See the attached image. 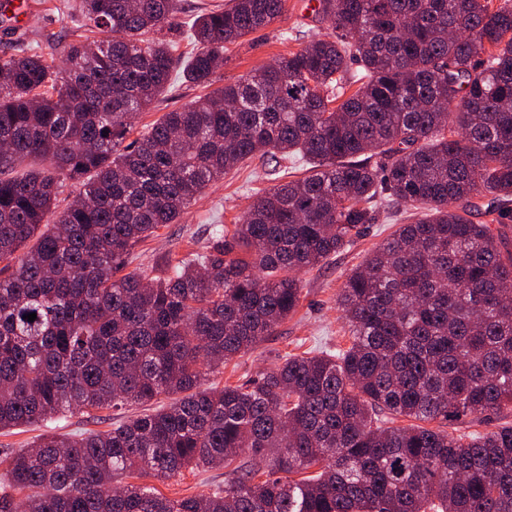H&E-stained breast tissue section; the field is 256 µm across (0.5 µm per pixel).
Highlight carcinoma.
I'll return each instance as SVG.
<instances>
[{"label": "carcinoma", "mask_w": 512, "mask_h": 512, "mask_svg": "<svg viewBox=\"0 0 512 512\" xmlns=\"http://www.w3.org/2000/svg\"><path fill=\"white\" fill-rule=\"evenodd\" d=\"M178 2L80 0L99 37L76 35L62 64L0 55V431L172 397L39 435L7 459L0 512H512V425L448 431L512 413V251L493 229L512 223V0H319L331 32L128 143L177 66L207 88L229 46L288 11L228 0L185 57ZM256 158L276 184L232 234L162 276L124 272ZM284 160L309 175L283 180ZM403 206L427 213L338 295L347 348L203 386L296 311L297 271ZM217 467L224 488L183 498L126 481Z\"/></svg>", "instance_id": "cac0c4a2"}]
</instances>
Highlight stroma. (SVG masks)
<instances>
[{"mask_svg": "<svg viewBox=\"0 0 512 512\" xmlns=\"http://www.w3.org/2000/svg\"><path fill=\"white\" fill-rule=\"evenodd\" d=\"M23 20L20 26H0V52L46 48L48 35L68 41L72 32L90 30L93 24L78 11L66 9V0H20ZM330 24L321 15L307 9L306 0H288V12L272 26L249 34L230 46L223 69L214 84L223 86L257 69L277 55L297 50L299 37L325 35ZM267 168L251 161L209 186L202 197L180 217L178 223L161 227L157 236L140 243L133 250L127 268L163 274L168 263L188 253L204 251L212 241L215 228L232 231L253 200L272 187ZM400 219L381 214L353 245L332 256L321 267L300 276L303 294L296 312L277 328L272 336L227 362L224 368L209 375V382L228 385L255 378L272 369L283 359L304 352L317 353L348 347V326L341 317L336 300L347 276L367 255L396 229ZM141 406L102 411L91 419L75 413L50 422L48 426L18 427L0 433V458L33 445L44 431L73 434L90 430H107L124 419L141 413ZM143 485L156 488L171 498L193 496L224 484L220 468L183 471L167 480L143 478Z\"/></svg>", "mask_w": 512, "mask_h": 512, "instance_id": "35a3bbf8", "label": "stroma"}]
</instances>
